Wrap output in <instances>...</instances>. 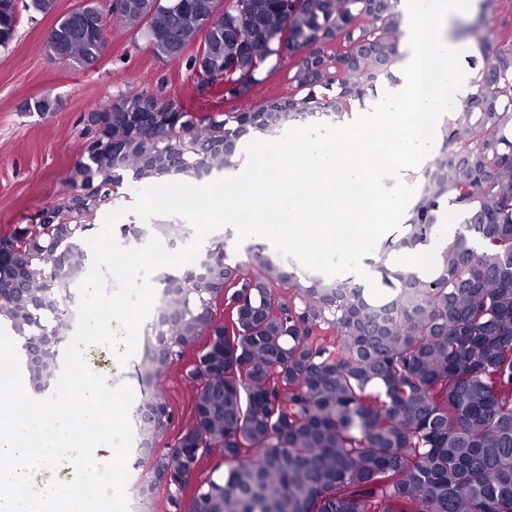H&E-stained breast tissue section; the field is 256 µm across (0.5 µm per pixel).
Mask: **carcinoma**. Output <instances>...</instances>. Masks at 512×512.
Here are the masks:
<instances>
[{"mask_svg": "<svg viewBox=\"0 0 512 512\" xmlns=\"http://www.w3.org/2000/svg\"><path fill=\"white\" fill-rule=\"evenodd\" d=\"M396 3L189 0L190 16L178 18L156 0H125L118 22L170 33L156 58L177 61L196 44L198 84L220 82L239 99L271 60L286 58L297 92L203 120L147 91L120 95L90 113L98 146L83 151L70 181L107 195L127 177L221 171L249 132L353 111L396 64ZM18 27L12 0H0V47ZM54 35L59 59L82 70L99 62L76 12ZM479 50L475 100L444 122L441 155L388 249L427 242L446 204L484 251L462 235L425 277L383 260L387 292L376 298L350 280L301 279L260 251L247 271L224 242L212 243L174 275L173 319L155 324V371L197 348L185 371L192 420L159 450L170 405L156 393L137 407L141 495L169 471L178 475L167 487L174 512H512V24ZM91 229L26 224L0 238V315L21 338L38 391L68 333L66 278L85 267ZM121 233L164 236L167 225L124 224ZM210 448L221 449L224 471L198 482Z\"/></svg>", "mask_w": 512, "mask_h": 512, "instance_id": "carcinoma-1", "label": "carcinoma"}]
</instances>
